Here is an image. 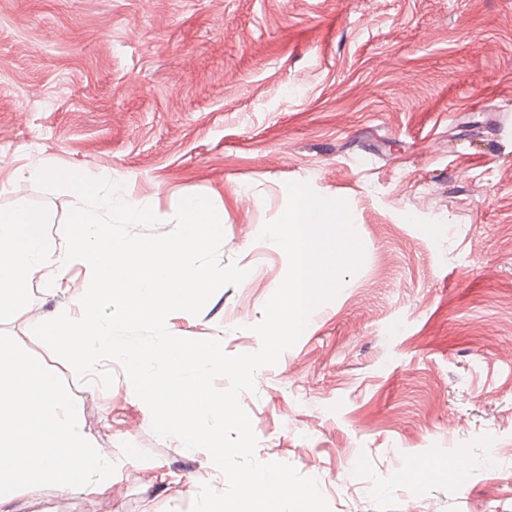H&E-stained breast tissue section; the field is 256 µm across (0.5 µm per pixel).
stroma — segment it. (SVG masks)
<instances>
[{"instance_id": "stroma-1", "label": "stroma", "mask_w": 512, "mask_h": 512, "mask_svg": "<svg viewBox=\"0 0 512 512\" xmlns=\"http://www.w3.org/2000/svg\"><path fill=\"white\" fill-rule=\"evenodd\" d=\"M512 0H0V208L78 199L16 176L41 163L151 207L224 218L247 270L176 336L259 350L284 278L260 236L289 183L346 200L363 267L240 401L261 462L316 478L330 512H512ZM414 221L402 223L403 213ZM0 323L66 384L116 471L101 495L26 490L10 512H190L201 454L152 430L122 372L89 386L30 334L68 297L32 285ZM460 461V480L415 467Z\"/></svg>"}]
</instances>
